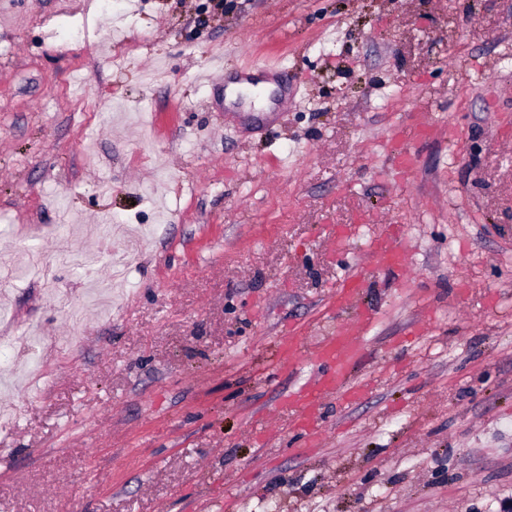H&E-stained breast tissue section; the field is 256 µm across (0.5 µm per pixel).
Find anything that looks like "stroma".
Here are the masks:
<instances>
[{
  "label": "stroma",
  "mask_w": 512,
  "mask_h": 512,
  "mask_svg": "<svg viewBox=\"0 0 512 512\" xmlns=\"http://www.w3.org/2000/svg\"><path fill=\"white\" fill-rule=\"evenodd\" d=\"M361 307L307 445L279 338ZM2 310L0 512H503L512 0H0ZM396 225L389 232L374 237L368 246L369 257L377 264H396L404 266L405 255L399 242ZM364 277L357 271L351 274L343 284L336 289L332 306L343 309L355 302L360 294Z\"/></svg>",
  "instance_id": "35a3bbf8"
}]
</instances>
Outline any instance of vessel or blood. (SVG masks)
<instances>
[{"instance_id": "vessel-or-blood-1", "label": "vessel or blood", "mask_w": 512, "mask_h": 512, "mask_svg": "<svg viewBox=\"0 0 512 512\" xmlns=\"http://www.w3.org/2000/svg\"><path fill=\"white\" fill-rule=\"evenodd\" d=\"M370 258L379 264L404 265L405 255L400 246L399 232L390 229L385 234L374 237L368 246ZM363 283L361 273L351 274L341 284L333 298V305L342 309L355 302ZM373 316L369 310L357 313L354 322L337 327L334 334L324 337L314 348H306L295 334L283 337L282 347L288 359L296 360L311 355L327 365L328 370L319 385L299 390L288 399L297 410V426L309 439H316L319 433V410L323 395L344 386L350 363L357 357L365 334L369 330Z\"/></svg>"}]
</instances>
